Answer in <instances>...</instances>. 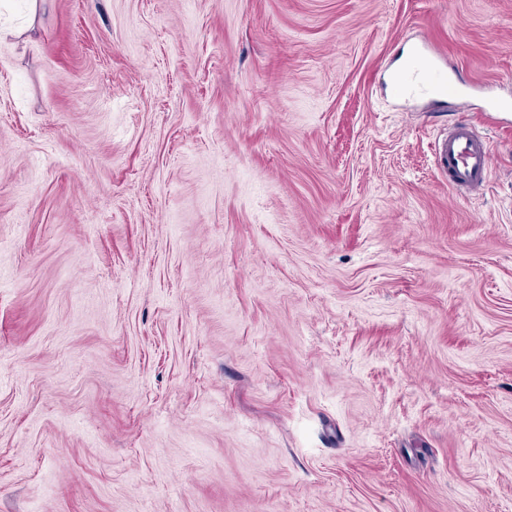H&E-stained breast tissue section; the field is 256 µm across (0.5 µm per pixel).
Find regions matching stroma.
<instances>
[{
	"label": "stroma",
	"mask_w": 512,
	"mask_h": 512,
	"mask_svg": "<svg viewBox=\"0 0 512 512\" xmlns=\"http://www.w3.org/2000/svg\"><path fill=\"white\" fill-rule=\"evenodd\" d=\"M0 25V512H512V0ZM417 44L481 91L397 99ZM431 148L439 160V171L448 172L449 188L469 196L485 190L492 171V153L472 125L457 122L448 126V135Z\"/></svg>",
	"instance_id": "obj_1"
}]
</instances>
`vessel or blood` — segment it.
<instances>
[{
  "label": "vessel or blood",
  "instance_id": "1",
  "mask_svg": "<svg viewBox=\"0 0 512 512\" xmlns=\"http://www.w3.org/2000/svg\"><path fill=\"white\" fill-rule=\"evenodd\" d=\"M397 90L402 94L423 92L439 97L462 93L435 58L420 47L414 48L408 67L398 75ZM432 150L440 170L448 174L449 188L469 196L485 190L492 171V153L472 125L457 122L449 126L447 136L435 141Z\"/></svg>",
  "mask_w": 512,
  "mask_h": 512
}]
</instances>
